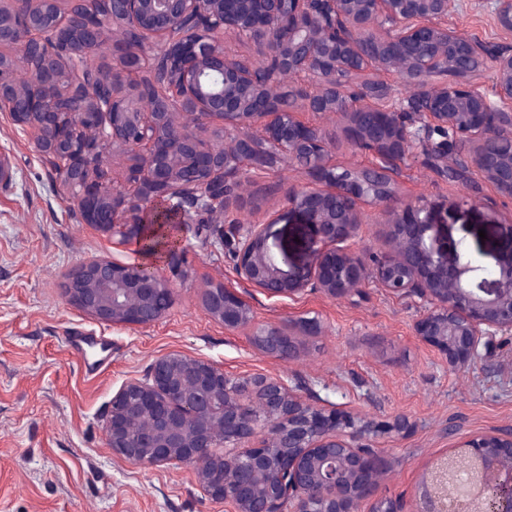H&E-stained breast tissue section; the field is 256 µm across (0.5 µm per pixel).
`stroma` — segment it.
<instances>
[{
	"label": "stroma",
	"mask_w": 512,
	"mask_h": 512,
	"mask_svg": "<svg viewBox=\"0 0 512 512\" xmlns=\"http://www.w3.org/2000/svg\"><path fill=\"white\" fill-rule=\"evenodd\" d=\"M448 26L512 49V33L497 28L487 0H460ZM302 118L331 132L327 150L336 165L372 164L347 140L340 114ZM0 152L15 172L11 184L0 185V512H226L201 490L192 466H134L106 442L113 395L174 350L230 374L280 378L316 406L374 422L405 418L406 433L369 439L383 472L358 512L389 499L414 512L434 458L470 437L512 432V335L484 337L469 364L449 366L414 332L430 307L421 295H391L370 280L346 298L313 291L271 297L238 281L206 224L181 225L172 257L114 246L106 232L83 223L31 134L1 111ZM240 181L238 216L266 224L270 241L285 247L299 270L308 269L312 228L284 201L289 187L310 186L308 176L283 164L243 173ZM396 187L401 203L425 201L443 251H462L490 268L492 252L512 247V198L476 170L448 180L418 148L401 163ZM99 258L155 267L174 290L166 317L144 328L113 327L69 302L62 291L68 275ZM218 284L236 288L257 323L307 318L320 329L297 336L293 359L273 358L254 345L252 329L229 332L207 314L203 293Z\"/></svg>",
	"instance_id": "obj_1"
}]
</instances>
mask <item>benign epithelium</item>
Returning a JSON list of instances; mask_svg holds the SVG:
<instances>
[{
    "label": "benign epithelium",
    "instance_id": "benign-epithelium-1",
    "mask_svg": "<svg viewBox=\"0 0 512 512\" xmlns=\"http://www.w3.org/2000/svg\"><path fill=\"white\" fill-rule=\"evenodd\" d=\"M72 18L56 17L57 0H41L28 13L15 0L0 10V45L21 41L28 78L0 75V109L34 136L65 182L84 223L112 235L118 245L158 238L174 256L177 240L138 215L144 205L172 203L181 224L224 215L236 195L238 175L272 170L293 159L317 188H288V208L312 225L315 263L299 272L288 253L269 243L262 224L216 230L215 242L240 282L268 295L293 298L308 290L332 298L356 292L368 278L388 293H417L429 310L415 334L448 365H467L483 337L512 332V247L495 257L494 287L484 268L466 255L436 246L435 221L416 201L403 204L393 175L414 142L435 160L470 148L456 171L476 168L512 197V51L494 50L448 28L459 0H90ZM498 27L512 32V0H491ZM122 28L112 45V70L100 83L68 81L75 110L54 97L41 74L76 61L80 50L61 36L77 24L98 36L93 20ZM262 47V67L229 54L218 35ZM396 72L415 92L407 112L386 106L391 88L372 81L345 90L366 68ZM493 72L492 90L470 82ZM299 80L294 100L274 92L283 75ZM336 112L347 139L376 163L341 169L332 164L322 128L297 118V110ZM422 116L416 127L409 113ZM216 120L224 143L200 139L194 124ZM130 156L123 180L103 164L104 148ZM388 217V248L364 258L349 242L364 224L362 206ZM65 296L114 326L148 327L163 319L174 289L153 266L94 259L73 273ZM207 313L235 332L255 313L229 286L206 289ZM255 343L287 360L296 353L290 329L260 325ZM409 423L367 422L315 406L281 379L232 375L209 361L178 351L151 365L143 379L125 382L112 397L105 426L112 452L134 465H191L199 485L229 512H353L377 482L378 458L363 440L381 432L404 433ZM250 443L243 448L241 444ZM512 433L476 435L449 459L465 463L467 480L451 489L419 494L417 512H512ZM447 459V460H449ZM447 460L436 463L443 471Z\"/></svg>",
    "mask_w": 512,
    "mask_h": 512
}]
</instances>
